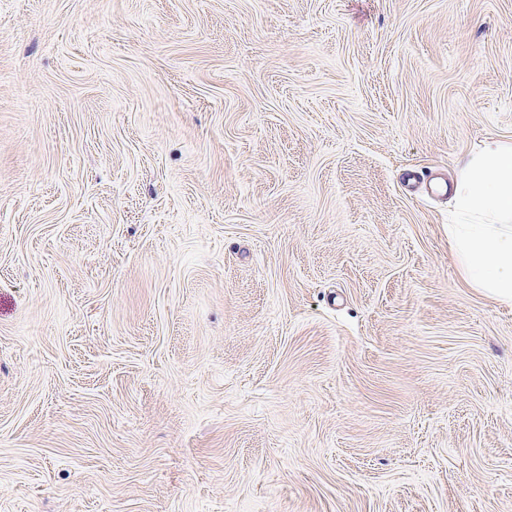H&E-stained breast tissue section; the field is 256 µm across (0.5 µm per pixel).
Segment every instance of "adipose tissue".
Returning a JSON list of instances; mask_svg holds the SVG:
<instances>
[{
	"label": "adipose tissue",
	"instance_id": "1",
	"mask_svg": "<svg viewBox=\"0 0 512 512\" xmlns=\"http://www.w3.org/2000/svg\"><path fill=\"white\" fill-rule=\"evenodd\" d=\"M448 243L464 281L512 304V143L491 136L449 187Z\"/></svg>",
	"mask_w": 512,
	"mask_h": 512
}]
</instances>
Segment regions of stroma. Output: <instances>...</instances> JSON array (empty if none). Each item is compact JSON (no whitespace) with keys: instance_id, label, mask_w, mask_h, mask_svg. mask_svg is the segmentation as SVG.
<instances>
[{"instance_id":"obj_1","label":"stroma","mask_w":512,"mask_h":512,"mask_svg":"<svg viewBox=\"0 0 512 512\" xmlns=\"http://www.w3.org/2000/svg\"><path fill=\"white\" fill-rule=\"evenodd\" d=\"M488 136L512 0H0V512H512ZM448 243L464 281L512 304V143L484 139L448 188Z\"/></svg>"}]
</instances>
